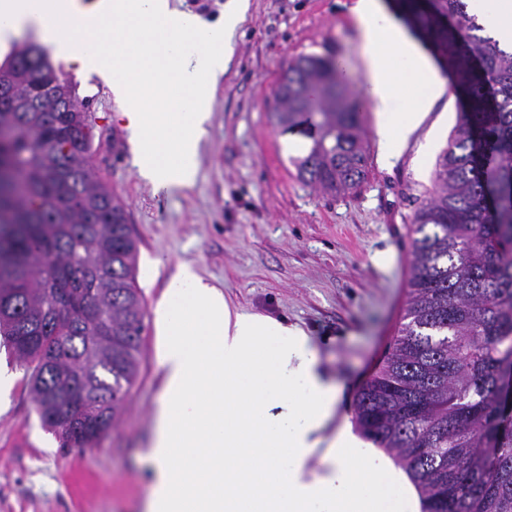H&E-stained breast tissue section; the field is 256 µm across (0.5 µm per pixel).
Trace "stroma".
Listing matches in <instances>:
<instances>
[{"mask_svg": "<svg viewBox=\"0 0 512 512\" xmlns=\"http://www.w3.org/2000/svg\"><path fill=\"white\" fill-rule=\"evenodd\" d=\"M352 0H251L234 54L213 93L197 181L154 192L131 164V133L110 84L55 67L75 84L93 125L95 175L123 203L139 241L137 283L147 313L139 375L119 422L99 445L64 448L46 431L27 367L0 350L15 376L0 406V512H139L149 493L140 459L162 388L151 312L181 264L190 262L234 306L297 323L315 337L322 367L344 387L339 416L354 415L359 390L402 321L411 274L414 214L434 191L437 157L423 145L442 123L446 149L458 118L446 93L401 152L384 159L376 116L362 115L367 176L354 192L329 196L297 177L292 158L311 145L307 127L285 131L270 114L284 66L299 56L344 59L360 71ZM389 253L390 265L377 264Z\"/></svg>", "mask_w": 512, "mask_h": 512, "instance_id": "1", "label": "stroma"}]
</instances>
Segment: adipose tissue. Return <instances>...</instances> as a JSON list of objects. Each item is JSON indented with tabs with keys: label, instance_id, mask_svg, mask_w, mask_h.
Listing matches in <instances>:
<instances>
[{
	"label": "adipose tissue",
	"instance_id": "obj_1",
	"mask_svg": "<svg viewBox=\"0 0 512 512\" xmlns=\"http://www.w3.org/2000/svg\"><path fill=\"white\" fill-rule=\"evenodd\" d=\"M249 0L206 27L172 0H0V49L23 35L76 74L111 82L138 177L194 184L212 95ZM366 97L383 158L423 123L446 81L383 0H353ZM180 109L166 111L173 89ZM163 386L141 456V512H422L409 475L351 423L334 425L343 387L303 328L238 309L181 265L153 309Z\"/></svg>",
	"mask_w": 512,
	"mask_h": 512
}]
</instances>
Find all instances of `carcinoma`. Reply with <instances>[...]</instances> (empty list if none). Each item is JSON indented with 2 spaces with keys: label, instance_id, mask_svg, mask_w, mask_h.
Instances as JSON below:
<instances>
[{
  "label": "carcinoma",
  "instance_id": "obj_1",
  "mask_svg": "<svg viewBox=\"0 0 512 512\" xmlns=\"http://www.w3.org/2000/svg\"><path fill=\"white\" fill-rule=\"evenodd\" d=\"M437 48L461 113L415 213L404 323L356 404L361 434L393 454L423 512H512V48L484 34L469 0H399ZM58 78L34 45L0 64V88L24 95ZM36 109L0 112V343L33 365L31 391L63 448H89L116 424L140 367L138 241L125 208L89 162L76 86ZM71 110L59 111L60 99ZM272 118L312 120L298 178L328 194L366 176L361 103L335 61L283 70Z\"/></svg>",
  "mask_w": 512,
  "mask_h": 512
}]
</instances>
